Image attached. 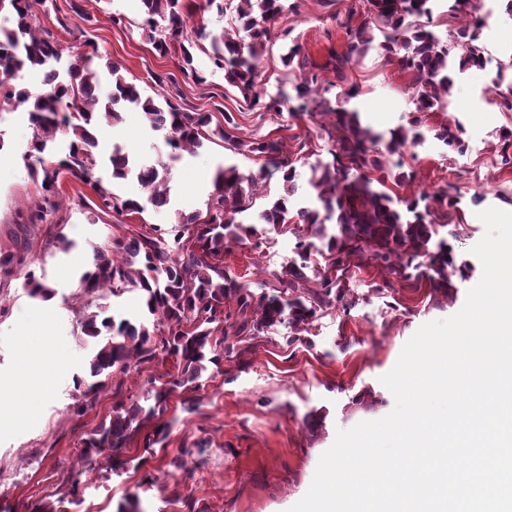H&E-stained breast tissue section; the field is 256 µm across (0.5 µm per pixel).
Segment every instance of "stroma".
Listing matches in <instances>:
<instances>
[{
	"instance_id": "35a3bbf8",
	"label": "stroma",
	"mask_w": 512,
	"mask_h": 512,
	"mask_svg": "<svg viewBox=\"0 0 512 512\" xmlns=\"http://www.w3.org/2000/svg\"><path fill=\"white\" fill-rule=\"evenodd\" d=\"M365 8L364 0H285L258 84L289 90L304 75L317 74L319 94L299 118L287 110L250 108L202 51L194 53L196 77L183 75L177 53L160 54L149 41L140 0H46L36 13L66 49L60 70L91 42L118 60L124 76L146 94H161L185 111L233 113L242 136L279 140L296 158L295 200L301 203L312 193L313 167L331 162L330 151L342 135L326 111L342 83L358 87L353 104L375 131L408 126L414 115L411 74L383 56L369 54L346 67L344 80L336 78L333 56L346 47L342 25L350 12ZM115 12L124 14L123 24H113ZM480 40L489 52L486 68L460 77L447 111L424 114L420 144L401 155L407 176L401 196H424L434 212L442 208L436 197L446 185H454L460 198L448 239L454 257L446 270L448 291L424 282L408 286L390 269L351 257L341 278L342 299L300 328L275 325L236 343L219 370L203 374L198 391L172 395L166 413L172 424L162 443H155V425L148 422L120 454L99 455L89 464L81 456L83 439L113 407L145 404L154 379L176 373L177 365L165 357L131 358L106 378L93 406L78 412L83 392L78 382L88 377L93 343L75 321L82 304L77 279L95 248L122 235L124 227L98 210L90 187L68 175L60 180L62 225L28 223V213L42 200L40 184L23 159L33 128L26 107L0 111V254L22 259L9 272L0 271V380L10 381L21 370L27 338L20 325L43 309L42 301L27 294L26 271L42 275L52 287V318L64 347L63 361H46L47 385L28 414L18 423L0 424V512H34L45 502L55 512H116L131 496L138 497L142 512H288L307 492L337 429L387 415L394 399L381 376L421 325L457 313L481 278L482 266L470 252L485 233L478 210L512 212V170L499 164L500 134L512 129V112L491 105L488 91L499 60L512 53V17L494 10ZM295 44L302 51L284 67L281 57ZM443 124L461 126L464 152L435 139V127ZM97 138V174L120 197L140 198L144 192L136 181H111L107 159L113 146L148 164H169L168 204L129 216L136 228L164 227L176 214L205 212L220 162L261 177L254 205L240 216L243 223L255 222L283 192L281 173H261L258 157L231 154L220 142L170 159L168 134L152 130L136 111L125 112L118 126L101 125ZM475 195L481 196L480 205H473ZM59 232L72 242L69 252L47 246V238ZM298 254L294 235L262 230L257 239L233 245L224 263L260 292L267 271ZM73 472L82 479L76 490L68 480Z\"/></svg>"
}]
</instances>
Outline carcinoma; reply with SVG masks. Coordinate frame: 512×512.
Listing matches in <instances>:
<instances>
[{
	"label": "carcinoma",
	"mask_w": 512,
	"mask_h": 512,
	"mask_svg": "<svg viewBox=\"0 0 512 512\" xmlns=\"http://www.w3.org/2000/svg\"><path fill=\"white\" fill-rule=\"evenodd\" d=\"M141 2L154 48L165 55L171 43H178L183 74L197 76L192 53L197 47L209 52L215 69L224 72V79L251 105L280 113L295 99L296 112L308 110L318 87L315 74L303 77L294 86L293 96L281 90L272 94L257 85L274 24L283 9L281 0H234L232 29L215 32L200 26L192 36L184 34L180 0ZM367 2L358 23H352L351 15L343 23L347 46L335 58L336 76L344 78V69L351 62L372 52L385 56L412 72L418 115L409 128L399 127L387 138L364 125L351 106L357 87L340 90L335 104L326 111L334 115L343 136L331 152L332 162L313 168V203L295 208L291 206L296 194L294 161L282 155L277 140L240 136L238 123L229 112L222 113L219 120L211 112H184L168 101L155 100L121 74V63L94 45L71 62L66 79H59L51 62L60 58L63 47L35 29L32 4L29 0H0V11L7 9L14 15L13 27L0 28V110L17 103L28 105L35 129L25 160L32 178L40 183L44 204L29 214V223L45 224L55 214L59 181L65 173L91 186L102 211L129 216L144 210L140 200L116 196L96 176V129L103 123L119 125L125 110L137 108L152 129L173 135L168 143L178 152H194L220 140L225 149L257 156L264 166L282 172L283 194L261 211L259 219L279 233L290 231L300 238L301 263L268 271V292L254 293L224 266V254L231 244L257 235L256 227L237 220V215L253 206L255 179L234 164H224L215 171L206 215H179L169 228L150 226L94 251L77 284L86 299L77 311V325L82 335L94 341L87 364L90 376L122 368L134 355L150 361L159 350L177 359L178 370L155 389L153 405L114 407L109 421L85 440L84 456L120 453L144 423L164 414L171 395L197 391L207 365L220 368L224 352L232 349L226 344L224 319L232 321L237 336H258L278 324L299 327L309 323L318 309L341 298L338 279L331 271H344L353 255L368 249L374 265L391 267L400 279H423L434 289L448 287L445 268L451 250L448 238L440 234L444 225L436 223L429 209H420L422 197L393 196L384 187L388 182L397 187L404 184L405 175L394 174L389 160L407 145L420 143L419 114L444 109L458 76L486 66L488 56L480 31L491 12L482 10L476 0H447L448 12L467 15L470 23L444 41L432 30L438 0ZM28 70L44 71L45 86L35 93L12 84ZM489 91L500 111L512 112V63L497 67ZM60 132L70 137L69 152L53 160L46 150ZM434 137L452 150H465L458 127L442 126ZM382 142L383 153L376 149ZM110 163L113 179L133 177L148 203L157 207L167 204L168 168L141 166L120 146L114 147ZM317 241L321 243L319 252L326 253L328 272L322 274L320 288L310 292L304 282L310 248ZM394 256L404 257V262L392 265ZM25 286L31 298L45 299L52 293L44 277L32 270L25 274ZM103 290L114 296L139 291L154 320L150 324L128 319L117 322L102 316L103 308L96 301ZM229 297L235 300L236 311L226 314L224 300Z\"/></svg>",
	"instance_id": "obj_1"
}]
</instances>
